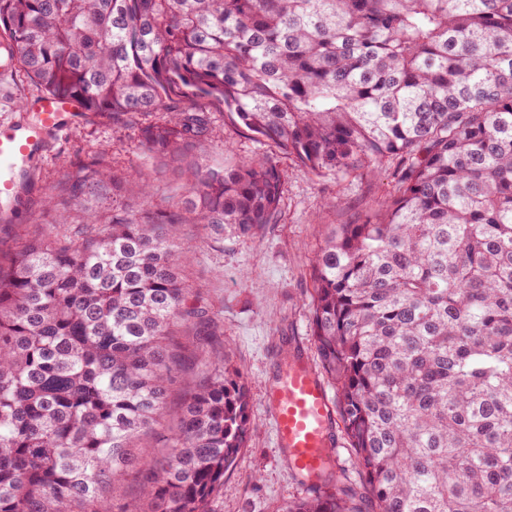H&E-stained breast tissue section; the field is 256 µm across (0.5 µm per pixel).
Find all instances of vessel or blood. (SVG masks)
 <instances>
[{"mask_svg": "<svg viewBox=\"0 0 512 512\" xmlns=\"http://www.w3.org/2000/svg\"><path fill=\"white\" fill-rule=\"evenodd\" d=\"M38 112L37 123L20 125L0 135V214L11 213L31 157L47 146V136L81 118L73 103L42 94L25 103ZM279 445L286 448L292 469L316 481L334 453V408L325 385L299 358L291 359L268 395Z\"/></svg>", "mask_w": 512, "mask_h": 512, "instance_id": "obj_1", "label": "vessel or blood"}]
</instances>
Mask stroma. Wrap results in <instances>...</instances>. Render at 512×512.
Segmentation results:
<instances>
[{
  "instance_id": "stroma-1",
  "label": "stroma",
  "mask_w": 512,
  "mask_h": 512,
  "mask_svg": "<svg viewBox=\"0 0 512 512\" xmlns=\"http://www.w3.org/2000/svg\"><path fill=\"white\" fill-rule=\"evenodd\" d=\"M40 92L19 66H12L8 77H0V117L23 119L24 99ZM208 115L211 131L196 153L199 165L220 167L263 152V145L225 115L221 103L211 102ZM145 122L142 116L87 112L79 124L50 133L46 151L29 163L22 203L9 223L0 222V254L15 250L35 225L56 223L59 214L46 205V196L68 197L70 187L87 175L88 164L101 157L120 173L139 169L159 197L182 195L183 181L167 178L163 160L143 147L139 129ZM277 161L285 174L279 223L249 237L228 232L219 241L205 237L196 225L181 228L194 247L186 281L203 289L213 307L223 331L217 343L242 367L249 400L251 428L236 465L224 475L223 512H277L290 498L314 494V487L287 466L269 421L267 396L293 353L305 354L310 365L318 363L310 334V271L326 225L357 222L393 190L385 170L364 179L347 177L338 186L286 155ZM340 192L346 204H337Z\"/></svg>"
}]
</instances>
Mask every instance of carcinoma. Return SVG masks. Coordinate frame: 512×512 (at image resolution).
<instances>
[{
    "label": "carcinoma",
    "mask_w": 512,
    "mask_h": 512,
    "mask_svg": "<svg viewBox=\"0 0 512 512\" xmlns=\"http://www.w3.org/2000/svg\"><path fill=\"white\" fill-rule=\"evenodd\" d=\"M0 35L48 95L167 115L140 136L172 164L217 100L319 178L388 170L312 262L319 366L374 512H512V0H0ZM186 169L177 203L142 181L145 208L0 256V512H223L248 396L179 226L264 231L284 173L266 153ZM136 178L101 160L74 193ZM334 477L278 512H359ZM195 385V376L192 371H188V373L184 376L179 386L176 388L172 399L170 409L166 418V423L170 426H174L177 424L180 414V405L182 398L185 394L193 389Z\"/></svg>",
    "instance_id": "cac0c4a2"
}]
</instances>
